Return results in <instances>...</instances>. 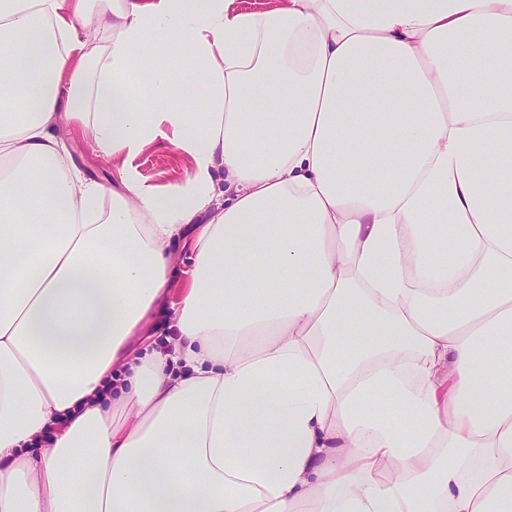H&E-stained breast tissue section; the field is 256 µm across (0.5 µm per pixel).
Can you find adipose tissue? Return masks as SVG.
<instances>
[{
  "label": "adipose tissue",
  "mask_w": 512,
  "mask_h": 512,
  "mask_svg": "<svg viewBox=\"0 0 512 512\" xmlns=\"http://www.w3.org/2000/svg\"><path fill=\"white\" fill-rule=\"evenodd\" d=\"M233 2L0 0V512H512V0ZM61 135L84 176L102 182L108 188H112V182L119 183L122 161L98 155L94 151L92 141L81 126L66 127L61 131ZM128 165L147 184L163 188L184 178L190 162L180 153L156 144L146 147ZM191 245L192 244L190 239H186L181 241L172 249V251L177 257V261L174 265L171 283L172 299L174 300L177 299L181 289L183 288V286L185 285L186 281L190 276V274L185 273V271L188 272L192 268V261L189 260V256L191 255Z\"/></svg>",
  "instance_id": "ef3b65f1"
}]
</instances>
